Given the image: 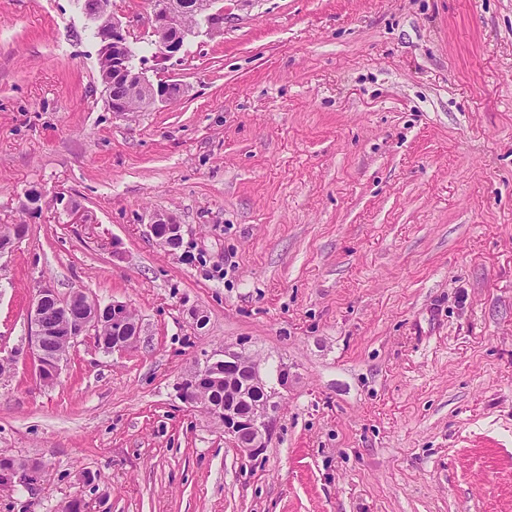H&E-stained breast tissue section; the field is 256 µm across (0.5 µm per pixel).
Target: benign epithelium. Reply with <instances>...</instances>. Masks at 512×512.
<instances>
[{
	"mask_svg": "<svg viewBox=\"0 0 512 512\" xmlns=\"http://www.w3.org/2000/svg\"><path fill=\"white\" fill-rule=\"evenodd\" d=\"M215 3L216 0H197L190 8L174 9L163 6L152 11L142 24L156 37L164 58L171 59L181 51L187 36L194 33V29L201 24H206L212 30L223 23V11L213 10ZM81 8L91 21L99 40V55L109 58L112 64V75L131 89L148 91L143 108L165 103L180 94V84L161 82L155 85L146 79L143 70L131 64L130 50L133 42L130 41L129 25L111 11L110 3L103 0L95 8L84 4ZM187 14L194 15V25H183L182 19ZM149 231L159 244L165 246L171 238L180 236L181 227L156 215L149 224ZM48 303L54 305L58 312V321L71 341L96 333L105 313L112 314V326L121 330V337L112 344V350H125L139 339L138 324L129 319L126 304L114 301L101 306L73 294L62 299L54 289L42 287L38 289L30 310V321L35 327L34 336L30 337V348L40 361L38 377L42 383L56 380L64 362V358L43 348L44 338L54 331L45 321L44 307ZM210 360L224 364V385L230 391V395L224 399V437L245 456L256 458L267 448L274 433L281 391L288 390L295 375L290 373L287 364L281 363L277 366V386L267 389L262 363L234 345L224 346L220 357L212 355ZM196 381L194 372H189L179 383L178 396L184 404L199 408L201 404L199 393L195 390ZM259 388L266 390L265 398L252 405L249 412H240L239 403L250 400V393Z\"/></svg>",
	"mask_w": 512,
	"mask_h": 512,
	"instance_id": "benign-epithelium-1",
	"label": "benign epithelium"
}]
</instances>
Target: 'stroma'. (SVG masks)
Segmentation results:
<instances>
[{
    "mask_svg": "<svg viewBox=\"0 0 512 512\" xmlns=\"http://www.w3.org/2000/svg\"><path fill=\"white\" fill-rule=\"evenodd\" d=\"M220 5L159 61L112 0L182 86L114 112L76 0H0V512H512V0ZM42 286L139 342L40 384ZM239 342L298 374L251 461L175 391ZM160 224L167 225L164 231H161ZM149 231L152 236L156 239L158 244L165 246L166 248H170L171 245H168V241L171 238L180 237L181 227L178 224H172L167 218L161 217L160 215H156L152 218V221L148 225Z\"/></svg>",
    "mask_w": 512,
    "mask_h": 512,
    "instance_id": "1",
    "label": "stroma"
}]
</instances>
